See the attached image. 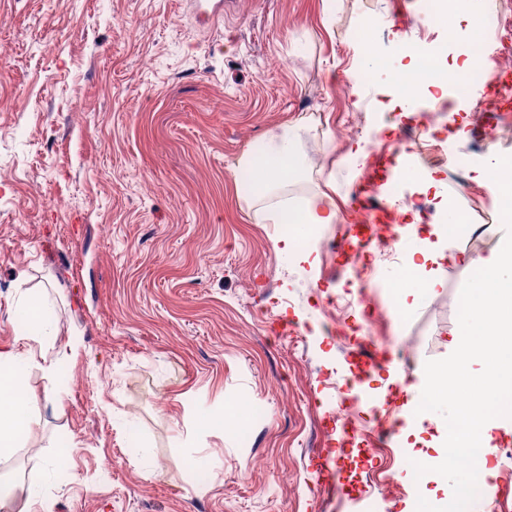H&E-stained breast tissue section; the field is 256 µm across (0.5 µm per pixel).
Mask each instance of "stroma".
<instances>
[{
    "label": "stroma",
    "mask_w": 512,
    "mask_h": 512,
    "mask_svg": "<svg viewBox=\"0 0 512 512\" xmlns=\"http://www.w3.org/2000/svg\"><path fill=\"white\" fill-rule=\"evenodd\" d=\"M418 15V0H239L202 23L186 0H0V345L31 346L22 295L48 294L55 316L47 363L29 374L40 450L0 460L17 487L6 512H410L423 491L450 493L395 466L402 496L383 499L377 471L364 490L327 493L319 453L342 437L331 410L364 342L318 321L349 272L313 244L283 252L264 218L331 193L338 220L314 236L352 230L342 161L355 139L339 131L383 127L388 89L375 71L356 109L337 85L362 44L389 63L408 43L430 48ZM465 109L450 110L444 146L468 182L428 183L482 239L452 232L433 291L377 332L411 340L409 364L363 385L404 419L426 361L451 352L469 260L505 237ZM287 127L305 166L258 200L238 173ZM500 427L470 512H512V418Z\"/></svg>",
    "instance_id": "obj_1"
}]
</instances>
